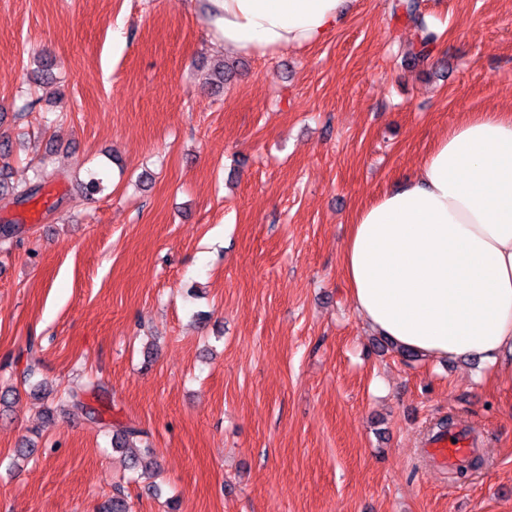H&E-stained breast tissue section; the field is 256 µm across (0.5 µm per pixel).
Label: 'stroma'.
Masks as SVG:
<instances>
[{"label":"stroma","instance_id":"stroma-1","mask_svg":"<svg viewBox=\"0 0 512 512\" xmlns=\"http://www.w3.org/2000/svg\"><path fill=\"white\" fill-rule=\"evenodd\" d=\"M394 2L240 57L201 0H0V173H66L0 193V512H99L118 484L133 512H512V351L406 360L341 267L359 207L460 113L512 107V0H418L419 59ZM218 58L239 63L219 89ZM79 169L105 191L86 199ZM31 342L52 397L21 383ZM448 419L479 445L464 478L425 454ZM119 422L146 431L157 492L113 451ZM65 176L66 175L56 169L49 160L43 159L40 162L38 169L35 170L33 178L29 182L11 187L8 185L5 186V183H0V189L3 191L5 188L7 190L11 188V193L17 200L26 201L35 196L43 184Z\"/></svg>","mask_w":512,"mask_h":512}]
</instances>
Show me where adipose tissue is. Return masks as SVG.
I'll return each instance as SVG.
<instances>
[{
    "label": "adipose tissue",
    "instance_id": "obj_1",
    "mask_svg": "<svg viewBox=\"0 0 512 512\" xmlns=\"http://www.w3.org/2000/svg\"><path fill=\"white\" fill-rule=\"evenodd\" d=\"M349 0H206L240 55L332 36ZM341 262L357 314L430 360L512 349V108L462 113L410 176L355 214Z\"/></svg>",
    "mask_w": 512,
    "mask_h": 512
}]
</instances>
